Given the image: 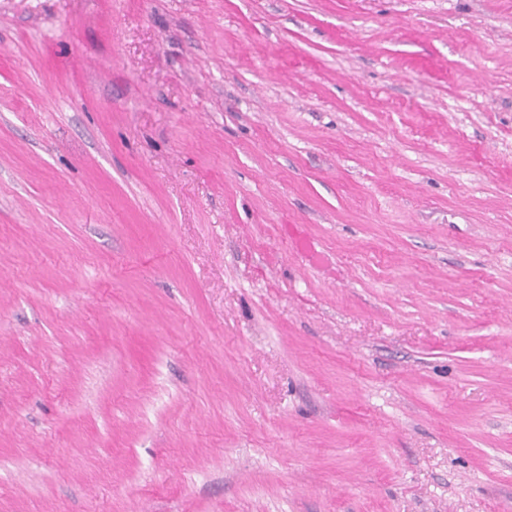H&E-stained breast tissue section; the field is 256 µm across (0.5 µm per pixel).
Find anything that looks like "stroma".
Listing matches in <instances>:
<instances>
[{
	"label": "stroma",
	"mask_w": 512,
	"mask_h": 512,
	"mask_svg": "<svg viewBox=\"0 0 512 512\" xmlns=\"http://www.w3.org/2000/svg\"><path fill=\"white\" fill-rule=\"evenodd\" d=\"M0 512H512V0H0Z\"/></svg>",
	"instance_id": "1"
}]
</instances>
